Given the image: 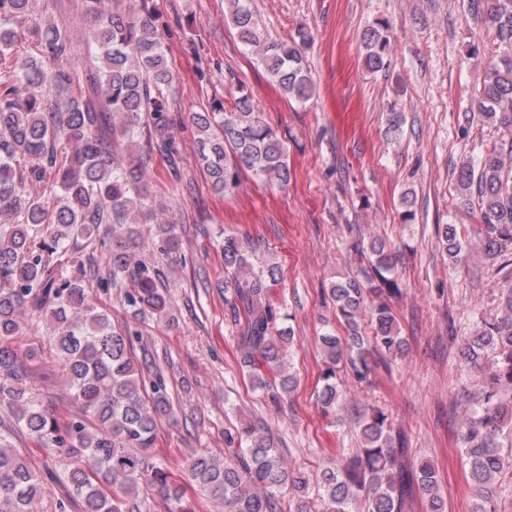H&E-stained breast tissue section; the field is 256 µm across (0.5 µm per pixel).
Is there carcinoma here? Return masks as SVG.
Instances as JSON below:
<instances>
[{"mask_svg": "<svg viewBox=\"0 0 512 512\" xmlns=\"http://www.w3.org/2000/svg\"><path fill=\"white\" fill-rule=\"evenodd\" d=\"M33 0H0V406L8 426L0 429V512H43L49 486L59 489L52 512H151L150 496L163 498L167 512H196L182 487L168 480L164 465L149 452L162 415L174 405L161 368L136 354L143 345L135 324L112 325L87 299L81 277L68 272L62 257L84 240L99 242L89 258L100 288H122L123 303L136 317L172 324L169 288L161 271L140 257L143 226L153 215L144 164L157 153L169 163L174 186L182 182L175 130L173 72L163 45V28L139 0L136 15L125 17L106 0H84L81 16L88 61L78 71L67 64L73 45L66 30L30 13ZM239 42L254 52L268 80L304 104L313 98L305 50L311 31L299 27L288 40L270 41L260 29L251 0H228ZM468 11L494 33L496 61L482 79L475 107L482 117L512 133V0H469ZM387 27L365 30L363 63L384 68L390 51ZM37 55L16 51L21 40ZM196 157L213 191H239V173L248 169L265 183L284 189L291 173L277 131L239 90L230 100L215 98L210 109L188 113ZM141 144L144 156L128 166L118 156L120 141ZM462 206L482 239L485 258L512 266V140L495 144L455 172ZM47 182L36 196L30 183ZM107 239L97 240L100 232ZM163 251L181 262L177 224H153ZM448 263L470 254L469 236L457 225L438 228ZM224 291L239 326V347L252 384L276 398L295 387L285 373L294 335L269 297L281 276L279 264L234 234L224 235ZM350 249L368 267L332 284L330 295L348 335L319 337L324 382L319 396L327 413L340 405L337 371L345 368L360 385L373 383L403 346L390 307L399 293L396 254L383 239L356 238ZM46 320L64 384L81 413L58 417L33 392L12 343L22 331L21 310ZM370 318L373 335L362 332ZM462 357L479 378L464 406L459 449L474 488L468 512H502L493 498L498 478L512 475V286L497 311L480 317V330L464 337ZM360 452L313 476L287 468L270 439L252 427L238 433L246 447L233 459L197 454L185 461L187 477L227 512H401L406 495L418 489L428 512H446L434 468L414 475L396 466L394 433L379 408L359 415ZM22 433L64 461L61 469L33 470L12 445ZM288 492L289 499L282 497Z\"/></svg>", "mask_w": 512, "mask_h": 512, "instance_id": "1", "label": "carcinoma"}]
</instances>
